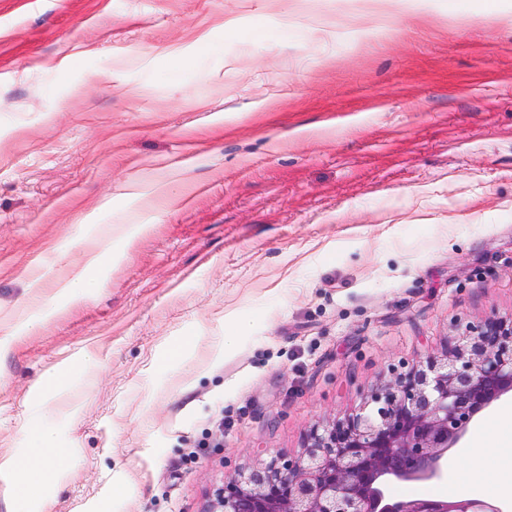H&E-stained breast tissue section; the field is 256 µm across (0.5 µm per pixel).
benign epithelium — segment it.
<instances>
[{
    "instance_id": "7a95c632",
    "label": "benign epithelium",
    "mask_w": 512,
    "mask_h": 512,
    "mask_svg": "<svg viewBox=\"0 0 512 512\" xmlns=\"http://www.w3.org/2000/svg\"><path fill=\"white\" fill-rule=\"evenodd\" d=\"M512 392V320L487 317L441 358L373 389L359 410L313 428L295 457L235 472L207 512H502L478 500H396L399 482L439 479L483 410Z\"/></svg>"
}]
</instances>
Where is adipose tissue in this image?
<instances>
[{
  "mask_svg": "<svg viewBox=\"0 0 512 512\" xmlns=\"http://www.w3.org/2000/svg\"><path fill=\"white\" fill-rule=\"evenodd\" d=\"M135 239V234L129 233L121 237L117 245L91 253L82 275L64 285L65 302L86 296L89 284L97 281L100 270L123 256ZM90 364L87 356H76L34 387L31 413L25 425L27 445L17 454L0 460V481L12 486L17 494L14 512H49L51 493L66 478L67 461L73 451L59 447L56 432L42 405L48 393L62 391L75 383ZM23 459L31 460L30 468L20 467L19 462Z\"/></svg>",
  "mask_w": 512,
  "mask_h": 512,
  "instance_id": "ef3b65f1",
  "label": "adipose tissue"
}]
</instances>
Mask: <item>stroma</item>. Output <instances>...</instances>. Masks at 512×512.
Returning a JSON list of instances; mask_svg holds the SVG:
<instances>
[{
    "label": "stroma",
    "instance_id": "obj_1",
    "mask_svg": "<svg viewBox=\"0 0 512 512\" xmlns=\"http://www.w3.org/2000/svg\"><path fill=\"white\" fill-rule=\"evenodd\" d=\"M490 316L512 0H0V458L34 384L93 360L44 401L78 451L51 512H206ZM147 229V225L140 224L136 231L125 234L120 238L117 245H113L106 250L92 252L86 262L84 272L77 278L68 281L63 287V298L65 303L77 301L86 296L88 286L91 282L99 280V271L114 262L133 245L136 236L142 234Z\"/></svg>",
    "mask_w": 512,
    "mask_h": 512
}]
</instances>
